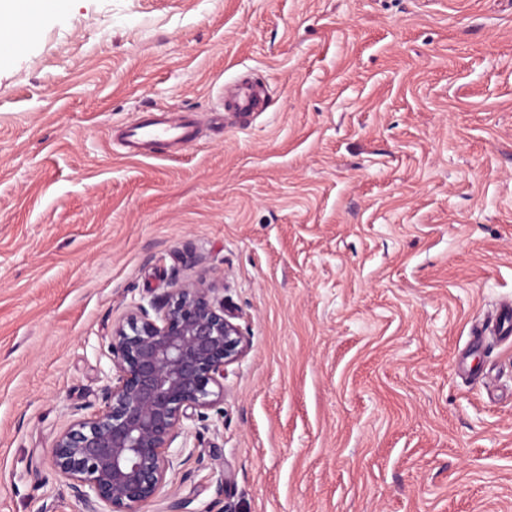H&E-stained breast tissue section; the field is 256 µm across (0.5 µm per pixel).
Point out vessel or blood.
Returning <instances> with one entry per match:
<instances>
[{"label": "vessel or blood", "mask_w": 512, "mask_h": 512, "mask_svg": "<svg viewBox=\"0 0 512 512\" xmlns=\"http://www.w3.org/2000/svg\"><path fill=\"white\" fill-rule=\"evenodd\" d=\"M264 84L251 80L237 87V106L239 111H252L262 98ZM195 139L190 124H171L159 119L154 110L148 109L140 117L128 124L123 130L120 141L131 155H146L154 151L158 144H187Z\"/></svg>", "instance_id": "b4317fda"}]
</instances>
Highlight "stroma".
Returning a JSON list of instances; mask_svg holds the SVG:
<instances>
[{
	"mask_svg": "<svg viewBox=\"0 0 512 512\" xmlns=\"http://www.w3.org/2000/svg\"><path fill=\"white\" fill-rule=\"evenodd\" d=\"M153 107L197 139L128 156ZM199 279L249 349L174 478L193 512H512V337L471 335L512 301V0L38 15L0 60V512H82L55 438L129 307ZM264 83L256 79L237 86V106L240 112H251L262 98Z\"/></svg>",
	"mask_w": 512,
	"mask_h": 512,
	"instance_id": "35a3bbf8",
	"label": "stroma"
}]
</instances>
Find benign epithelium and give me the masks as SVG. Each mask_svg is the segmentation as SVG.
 <instances>
[{
  "instance_id": "benign-epithelium-1",
  "label": "benign epithelium",
  "mask_w": 512,
  "mask_h": 512,
  "mask_svg": "<svg viewBox=\"0 0 512 512\" xmlns=\"http://www.w3.org/2000/svg\"><path fill=\"white\" fill-rule=\"evenodd\" d=\"M235 313L203 281L175 283L136 303L112 327L115 373L102 407L82 415L51 447L55 472L83 512H190L191 500L168 496L176 468L203 453L172 445L224 399L226 367L248 349Z\"/></svg>"
}]
</instances>
